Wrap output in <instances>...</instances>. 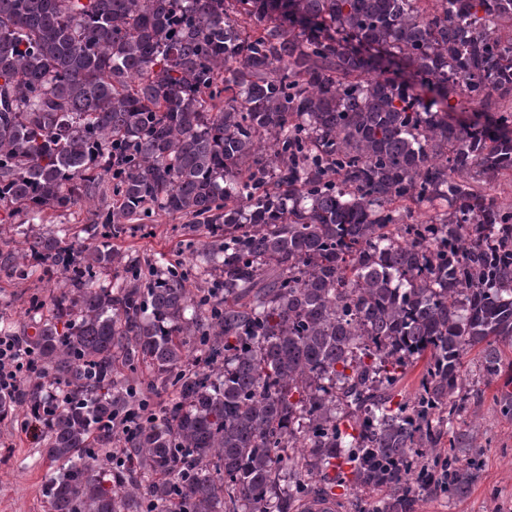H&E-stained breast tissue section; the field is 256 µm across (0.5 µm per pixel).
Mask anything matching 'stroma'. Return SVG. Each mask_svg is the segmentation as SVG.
<instances>
[{"label": "stroma", "mask_w": 512, "mask_h": 512, "mask_svg": "<svg viewBox=\"0 0 512 512\" xmlns=\"http://www.w3.org/2000/svg\"><path fill=\"white\" fill-rule=\"evenodd\" d=\"M93 211L88 203L65 212H48L33 223L19 212L7 223L0 208V248L23 246L26 237L47 233L56 224L71 226L76 243L96 241ZM183 228V219L152 216L133 223L125 235L113 239L111 246L136 251L165 267L183 251ZM37 292L44 296L49 293L39 276L22 283L0 271V329L22 333L26 303ZM463 377L456 426L460 432L474 433L484 447L478 478L465 496L451 501L428 490L417 492L414 512H512V420L502 416L496 405L498 388L486 386L477 354L465 357ZM50 470L39 439L16 424L0 422V512H48L41 489Z\"/></svg>", "instance_id": "35a3bbf8"}]
</instances>
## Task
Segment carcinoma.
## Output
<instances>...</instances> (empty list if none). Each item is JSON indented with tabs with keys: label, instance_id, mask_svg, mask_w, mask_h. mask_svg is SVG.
Instances as JSON below:
<instances>
[{
	"label": "carcinoma",
	"instance_id": "obj_1",
	"mask_svg": "<svg viewBox=\"0 0 512 512\" xmlns=\"http://www.w3.org/2000/svg\"><path fill=\"white\" fill-rule=\"evenodd\" d=\"M506 174L512 0H0V204L104 185L106 239L192 219L163 270L66 224L0 252L58 270L27 302L38 373L0 395L46 428L49 512H284L315 474L365 512L466 494L463 359L494 381L512 343Z\"/></svg>",
	"mask_w": 512,
	"mask_h": 512
}]
</instances>
